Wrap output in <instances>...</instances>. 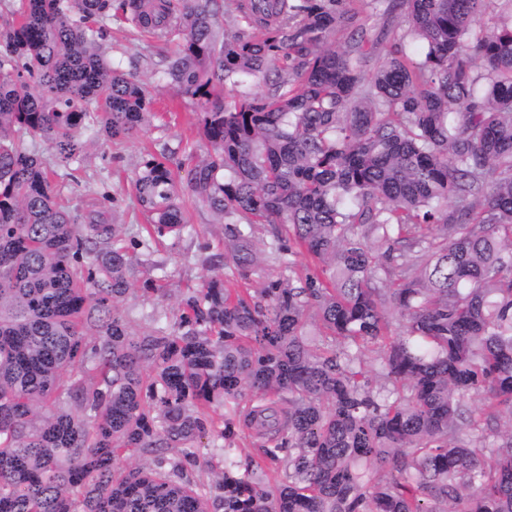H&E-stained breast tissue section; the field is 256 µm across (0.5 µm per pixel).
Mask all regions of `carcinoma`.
Instances as JSON below:
<instances>
[{
  "label": "carcinoma",
  "mask_w": 512,
  "mask_h": 512,
  "mask_svg": "<svg viewBox=\"0 0 512 512\" xmlns=\"http://www.w3.org/2000/svg\"><path fill=\"white\" fill-rule=\"evenodd\" d=\"M113 2L21 0L0 29V512H512V0L476 36L493 0H400L407 28L376 41L358 9L385 0H234L245 32L219 0H119L184 33L163 74L209 145L185 183L167 146L143 160L153 238L190 232L189 199L224 224L231 274L315 261L253 294L210 277L143 334L127 228L75 223L72 173L37 148L67 164L149 117L100 42ZM244 77L261 91L224 100ZM241 424L282 437L244 470ZM127 451L153 458L117 467Z\"/></svg>",
  "instance_id": "carcinoma-1"
}]
</instances>
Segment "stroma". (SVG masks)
Returning <instances> with one entry per match:
<instances>
[{"mask_svg": "<svg viewBox=\"0 0 512 512\" xmlns=\"http://www.w3.org/2000/svg\"><path fill=\"white\" fill-rule=\"evenodd\" d=\"M101 43L114 67L148 86L155 99L156 117L134 139L120 143L101 139L87 144L79 160L72 164L79 181L66 184L62 195L72 214L99 210L112 224H143L147 218L133 190L143 158L155 152L158 144L165 143L175 152V165L186 172L197 158L206 155L208 146L201 133L196 105L159 79L158 63L175 50L176 41L157 40L115 17L108 22ZM186 217L193 230L182 238H170L151 248L134 241L127 244L128 276L136 291L127 297L125 306L134 318L137 332L150 331L148 317L153 310L175 318L177 295L200 288L205 279L222 271L223 224L200 203L189 206ZM149 279L155 280L158 290L142 293L141 288Z\"/></svg>", "mask_w": 512, "mask_h": 512, "instance_id": "1", "label": "stroma"}]
</instances>
